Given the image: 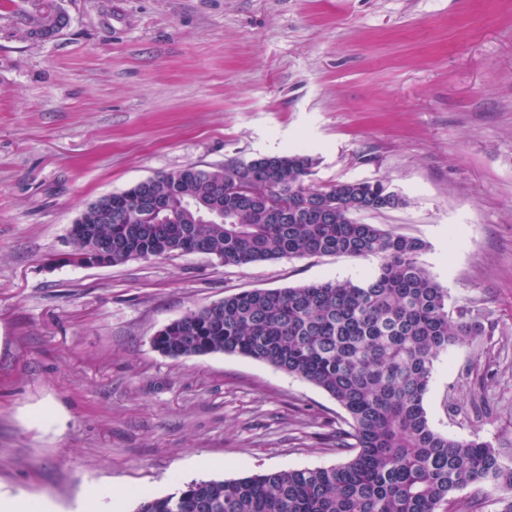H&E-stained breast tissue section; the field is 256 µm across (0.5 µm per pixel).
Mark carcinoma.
I'll return each mask as SVG.
<instances>
[{
	"label": "carcinoma",
	"instance_id": "1",
	"mask_svg": "<svg viewBox=\"0 0 512 512\" xmlns=\"http://www.w3.org/2000/svg\"><path fill=\"white\" fill-rule=\"evenodd\" d=\"M312 159L270 155L210 169L187 165L99 198L80 214L68 261L86 235L112 240L109 265L203 252L226 264L308 256L374 257L359 280L242 291L188 310L151 343L191 358L241 354L323 390L348 415L332 445L336 465L229 480H192L136 512H512V456L478 437L435 432L424 396L438 355L482 334L420 262L423 241L362 224L354 213L390 196L381 180L307 184ZM269 185L286 205L266 204ZM140 209L129 224L126 214ZM469 490L468 496L456 493Z\"/></svg>",
	"mask_w": 512,
	"mask_h": 512
}]
</instances>
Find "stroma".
<instances>
[{
    "label": "stroma",
    "instance_id": "stroma-1",
    "mask_svg": "<svg viewBox=\"0 0 512 512\" xmlns=\"http://www.w3.org/2000/svg\"><path fill=\"white\" fill-rule=\"evenodd\" d=\"M0 0V493L74 512L92 488L164 496L340 462L345 411L240 354L172 359L151 338L252 289L357 280L377 259L227 265L192 253L68 264L101 196L161 172L308 154L309 182H389L363 215L487 326L433 364L432 429L512 445V0ZM46 425L29 422L40 408ZM36 12L33 16L32 23L39 28L40 31L50 36L55 32L57 27V19L63 18L64 23L62 28L68 25V16L63 12V16H60L57 12L56 7L52 6V1L38 0ZM34 29H29L28 34L30 38L36 41H45L41 36V32Z\"/></svg>",
    "mask_w": 512,
    "mask_h": 512
}]
</instances>
